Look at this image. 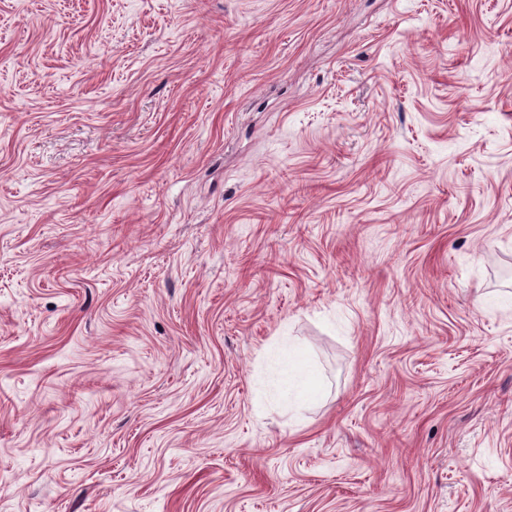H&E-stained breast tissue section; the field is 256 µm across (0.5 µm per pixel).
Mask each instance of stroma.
<instances>
[{
  "instance_id": "35a3bbf8",
  "label": "stroma",
  "mask_w": 512,
  "mask_h": 512,
  "mask_svg": "<svg viewBox=\"0 0 512 512\" xmlns=\"http://www.w3.org/2000/svg\"><path fill=\"white\" fill-rule=\"evenodd\" d=\"M0 512H512V0H0ZM267 392L270 398L285 401L290 408H305L322 398L324 386L311 364L310 354L283 341L270 345L264 353Z\"/></svg>"
}]
</instances>
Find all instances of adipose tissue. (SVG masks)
<instances>
[{
	"label": "adipose tissue",
	"instance_id": "obj_1",
	"mask_svg": "<svg viewBox=\"0 0 512 512\" xmlns=\"http://www.w3.org/2000/svg\"><path fill=\"white\" fill-rule=\"evenodd\" d=\"M264 360L270 398L287 402L296 409L320 401L324 391L323 381L313 368L306 350L279 341L266 349Z\"/></svg>",
	"mask_w": 512,
	"mask_h": 512
}]
</instances>
